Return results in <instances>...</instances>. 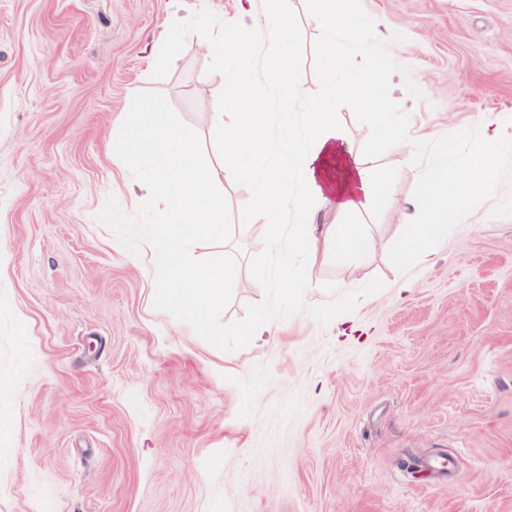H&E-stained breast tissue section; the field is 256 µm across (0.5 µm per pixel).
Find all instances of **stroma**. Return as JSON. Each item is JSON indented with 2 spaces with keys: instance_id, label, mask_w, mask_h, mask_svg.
<instances>
[{
  "instance_id": "obj_1",
  "label": "stroma",
  "mask_w": 512,
  "mask_h": 512,
  "mask_svg": "<svg viewBox=\"0 0 512 512\" xmlns=\"http://www.w3.org/2000/svg\"><path fill=\"white\" fill-rule=\"evenodd\" d=\"M389 42L353 43L348 64L386 52L374 80L409 128L370 107L337 123L390 195L317 224L402 236L435 133L481 143L485 119L512 140V0H353ZM301 98L257 82L250 99L272 149L304 130L326 92L312 0H286ZM243 24L238 0H0V512H512V163L495 195L396 264L383 248L305 265L253 217L246 179L224 183V235L188 241L190 265L229 271L204 326L159 306L147 261L162 203L131 202L140 174L115 159L131 98L162 102L223 158L208 114L224 103L211 17ZM188 34L153 65L154 33ZM300 270L285 294L278 275ZM276 328L240 335L256 315Z\"/></svg>"
}]
</instances>
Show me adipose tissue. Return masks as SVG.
Masks as SVG:
<instances>
[{
  "label": "adipose tissue",
  "mask_w": 512,
  "mask_h": 512,
  "mask_svg": "<svg viewBox=\"0 0 512 512\" xmlns=\"http://www.w3.org/2000/svg\"><path fill=\"white\" fill-rule=\"evenodd\" d=\"M271 0H248L254 16L251 26L221 18L219 36L227 48V88L224 107L212 112L209 124L216 141L224 139L225 110L240 111L242 125L231 144L236 174L247 178L256 202V215L265 224L282 227L289 216H297L306 231L300 243L308 261L334 252L337 260L354 252L375 249V239L350 224H330L316 232L312 216L316 209L332 206L337 213L355 215L373 209L389 193L391 182L374 179L364 161L346 144L336 125V111L358 105L359 89H369L373 104H381L383 91L373 76L389 65L387 56L373 57L360 71L345 64L353 38L380 29L381 21L354 9L350 0H314L324 35L322 68L326 94L308 115L305 132L281 127L287 153L273 156L265 149V136L258 113L246 111L256 83L257 63L267 47L279 53L281 67L265 78L279 86L283 103H290L301 85V77L290 69L294 29ZM195 135L171 125L161 103L135 106L127 130L112 142V154L143 163L148 177L139 188L164 200L171 229L167 239L154 244L152 261L167 272L175 289L167 299L195 323H204L224 294V269L212 266L193 269L184 263L178 243L200 234L224 233V194L227 177L223 163L201 164L195 151ZM512 144L488 132L478 150L462 153L448 138H441L428 168L417 177V195L426 205L424 215L407 220L403 236L394 246L401 256L424 257L427 244L456 223L471 195L492 189L503 158ZM298 174L302 189L291 195L287 174Z\"/></svg>",
  "instance_id": "ef3b65f1"
}]
</instances>
